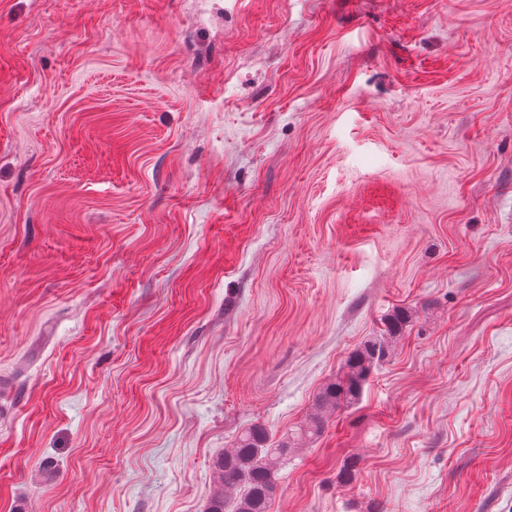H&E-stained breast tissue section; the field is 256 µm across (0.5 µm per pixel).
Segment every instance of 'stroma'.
<instances>
[{
  "label": "stroma",
  "mask_w": 512,
  "mask_h": 512,
  "mask_svg": "<svg viewBox=\"0 0 512 512\" xmlns=\"http://www.w3.org/2000/svg\"><path fill=\"white\" fill-rule=\"evenodd\" d=\"M399 308L269 512H512V0H0V512H206Z\"/></svg>",
  "instance_id": "1"
}]
</instances>
